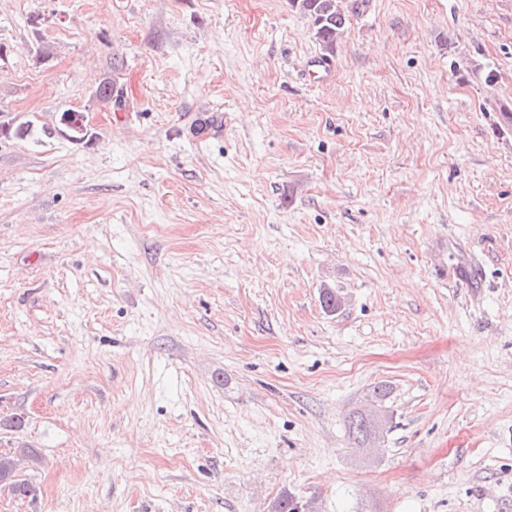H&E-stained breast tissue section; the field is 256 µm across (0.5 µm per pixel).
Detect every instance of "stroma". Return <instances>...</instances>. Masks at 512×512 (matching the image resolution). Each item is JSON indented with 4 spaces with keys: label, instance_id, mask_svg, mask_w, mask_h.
I'll use <instances>...</instances> for the list:
<instances>
[{
    "label": "stroma",
    "instance_id": "stroma-1",
    "mask_svg": "<svg viewBox=\"0 0 512 512\" xmlns=\"http://www.w3.org/2000/svg\"><path fill=\"white\" fill-rule=\"evenodd\" d=\"M345 5L0 0V512H512V0ZM290 4L309 20L313 35L323 50L331 52L348 20L341 0H290ZM371 418L369 416L364 415L362 412H356L352 417H350L348 421V433L350 439H352L353 443L358 448H366L368 439L371 435ZM375 441H371L370 448L368 449L370 452L376 450L373 447Z\"/></svg>",
    "mask_w": 512,
    "mask_h": 512
}]
</instances>
